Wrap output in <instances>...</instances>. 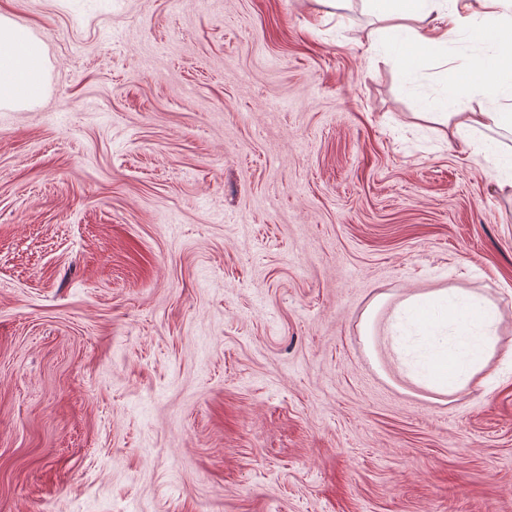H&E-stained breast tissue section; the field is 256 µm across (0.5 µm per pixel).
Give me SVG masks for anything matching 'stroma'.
Listing matches in <instances>:
<instances>
[{
    "mask_svg": "<svg viewBox=\"0 0 512 512\" xmlns=\"http://www.w3.org/2000/svg\"><path fill=\"white\" fill-rule=\"evenodd\" d=\"M0 512H512V378L430 400L362 314L486 292L512 201L420 122L362 0H0ZM46 72L42 42L0 12V108H25L39 100Z\"/></svg>",
    "mask_w": 512,
    "mask_h": 512,
    "instance_id": "stroma-1",
    "label": "stroma"
}]
</instances>
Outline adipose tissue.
I'll list each match as a JSON object with an SVG mask.
<instances>
[{"label": "adipose tissue", "instance_id": "obj_1", "mask_svg": "<svg viewBox=\"0 0 512 512\" xmlns=\"http://www.w3.org/2000/svg\"><path fill=\"white\" fill-rule=\"evenodd\" d=\"M381 23L370 35L369 49L403 48L404 76H411L428 51L448 47L450 31L483 23L487 50L469 61L472 82L447 86L441 111L423 103L419 119L448 126V143L460 154L482 161L498 173L493 188L512 198V151L489 138L494 129L512 132V18L500 11L507 0H366ZM47 65L41 41L32 31L0 12V108H25L45 91ZM485 101L462 106L473 89ZM500 311L485 295L464 288H439L414 293L399 302L389 318L392 349L410 382L440 396H453L471 385L484 384V372L493 358L512 360V348L498 345ZM422 336L417 354H409L405 338Z\"/></svg>", "mask_w": 512, "mask_h": 512}]
</instances>
